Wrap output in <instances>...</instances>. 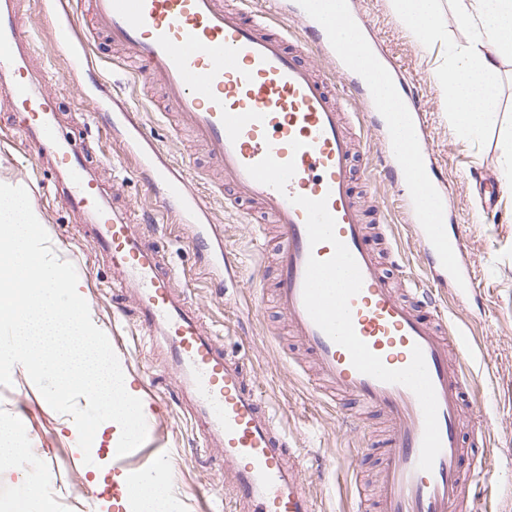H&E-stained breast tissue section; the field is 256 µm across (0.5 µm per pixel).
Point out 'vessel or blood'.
Wrapping results in <instances>:
<instances>
[{
	"label": "vessel or blood",
	"instance_id": "vessel-or-blood-1",
	"mask_svg": "<svg viewBox=\"0 0 512 512\" xmlns=\"http://www.w3.org/2000/svg\"><path fill=\"white\" fill-rule=\"evenodd\" d=\"M90 21L74 12L58 17L55 32L69 68H92V39L139 65L142 84L160 85L164 112L188 127L221 173L225 186L256 204L277 227L276 303L335 394L379 413L385 429L379 512H475L476 488L488 473L487 452L464 445L465 435L485 440L486 425L464 426L463 408L479 376L467 362L461 332L446 301L432 288L402 293L380 271L371 240L388 254L396 241L386 224L368 228L367 209L350 182L353 160L375 139L392 170L410 169L415 187L398 209L438 280L474 287L459 232H435L420 209L422 192L447 202L444 183L421 123L423 107L406 100L412 125L404 145L394 143L389 113L365 75L349 62L335 21L318 18L315 0H298L304 41L288 48V32H271L274 17L224 0H78ZM319 50L347 84L349 98L368 109L372 135L352 136L346 105L309 58ZM34 40L15 8L0 0V82L10 96L18 131L36 141L53 166L54 190L96 256L112 271L114 306L137 315L143 329L165 342L164 373L190 402L203 443L218 442L232 478V512H316L304 460L258 396L248 364L228 353L196 309L181 300L177 275L161 242L135 229L116 195L102 190L88 146L58 129V105L33 81ZM162 207L159 221L182 225L189 246L207 264L235 275L220 225L192 182L136 156ZM127 473L113 496L131 495L138 475L130 456L115 458Z\"/></svg>",
	"mask_w": 512,
	"mask_h": 512
}]
</instances>
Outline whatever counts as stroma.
Returning a JSON list of instances; mask_svg holds the SVG:
<instances>
[{
    "mask_svg": "<svg viewBox=\"0 0 512 512\" xmlns=\"http://www.w3.org/2000/svg\"><path fill=\"white\" fill-rule=\"evenodd\" d=\"M353 14L370 24L384 54L400 69L425 108L428 144L441 174L448 182V216L463 233L466 262L475 278L476 293L462 295L455 284L447 286L449 314L460 325L468 343L482 387L472 406L475 415L491 424L489 445L492 468L486 482L489 512H512V187L503 185L499 158L512 135V58H503L497 72L500 90L498 114L477 141L458 135L441 102L435 77L439 48L424 49L418 37L394 12L390 0H349ZM17 9L34 34L37 66L46 77L41 92L56 98L65 132L90 145L102 163L98 177L116 190L119 202L134 218L158 209L121 137L98 122L97 102L119 98L126 102L151 140L160 148L162 163L196 180L199 168L208 166L205 150L188 129L172 134L171 119L159 110L162 93L134 83L132 65L112 53L101 52L93 77L69 75L41 0H16ZM7 91L0 86V177L26 185L34 206L45 219L51 246L59 259L72 263L95 324L105 332L130 387L143 405H155L158 429L155 442L167 448L170 461L162 481L177 504V512H228L224 489L228 479L221 458L198 447L183 406L168 402L171 387L164 377H151L160 367L164 348L158 337L138 327L132 314L112 308L107 286L110 268L97 260L75 232L61 204L49 202L53 177L33 162L35 149L8 127ZM356 162L352 186L367 197L395 196L396 190L382 173L377 145ZM207 203L215 223L222 225L224 245L238 261L240 274L228 287H216L200 265L177 224L150 225L162 239L169 259L179 268L177 287L189 304L199 309L206 326L222 338L234 354L246 358L258 391L288 435L292 447L306 458L310 487L318 512H358L355 475L374 478L381 464L379 448L368 441L384 422L374 412L361 414L350 426L343 412L319 396L311 377L296 365L304 355L289 336L284 320L271 302L277 281L267 258L275 241L268 229L247 224L240 212L217 197ZM387 221L401 247V256L384 268L386 275L405 281H422L426 268L410 231L394 212ZM12 383L0 385V425L21 424L31 445L46 457L47 472L36 495L51 500L53 512H101L92 498L80 495L77 484L97 488L99 480L122 482L112 470V450L118 444L113 426H99L91 449L93 463L84 466L83 453L71 416L54 411L30 380L22 365L11 372ZM360 448L357 468H350V449Z\"/></svg>",
    "mask_w": 512,
    "mask_h": 512,
    "instance_id": "obj_1",
    "label": "stroma"
}]
</instances>
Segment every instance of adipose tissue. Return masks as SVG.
Returning <instances> with one entry per match:
<instances>
[{
    "label": "adipose tissue",
    "mask_w": 512,
    "mask_h": 512,
    "mask_svg": "<svg viewBox=\"0 0 512 512\" xmlns=\"http://www.w3.org/2000/svg\"><path fill=\"white\" fill-rule=\"evenodd\" d=\"M468 36L447 47L438 67L443 108L458 133L479 138L498 105L494 76L502 58L512 56V0H453ZM393 10L423 44L442 42L439 0H391Z\"/></svg>",
    "instance_id": "adipose-tissue-1"
}]
</instances>
